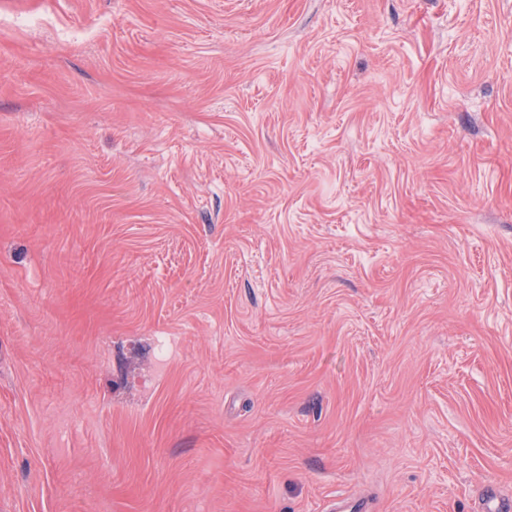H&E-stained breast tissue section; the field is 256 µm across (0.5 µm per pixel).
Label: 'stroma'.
<instances>
[{"label":"stroma","instance_id":"obj_1","mask_svg":"<svg viewBox=\"0 0 512 512\" xmlns=\"http://www.w3.org/2000/svg\"><path fill=\"white\" fill-rule=\"evenodd\" d=\"M512 501V0H0V512Z\"/></svg>","mask_w":512,"mask_h":512}]
</instances>
